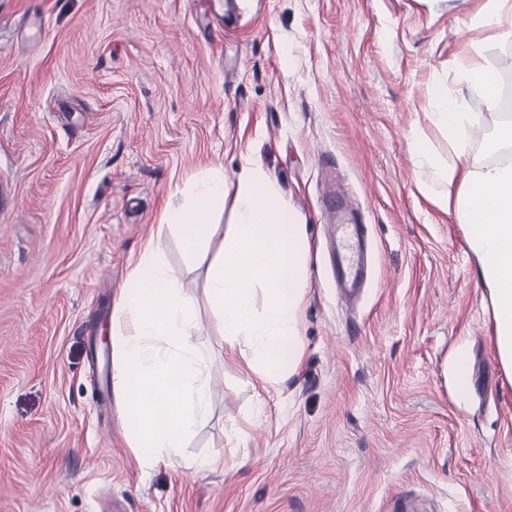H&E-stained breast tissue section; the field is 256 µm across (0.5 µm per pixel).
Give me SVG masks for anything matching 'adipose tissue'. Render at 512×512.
<instances>
[{
  "label": "adipose tissue",
  "instance_id": "ef3b65f1",
  "mask_svg": "<svg viewBox=\"0 0 512 512\" xmlns=\"http://www.w3.org/2000/svg\"><path fill=\"white\" fill-rule=\"evenodd\" d=\"M470 23L493 39H512V0H484ZM433 117L448 132L455 158L439 167L441 181L457 185L450 203L478 262V276L494 323L496 358L512 378V163L472 171V131L455 99L437 91ZM235 189L224 173L200 171L188 195L171 193L160 222L197 256L216 232L219 255L210 263L204 298L180 282L154 242L133 257L112 312V371L123 436L138 463H164L196 472L224 460L183 459L180 448L210 414L209 363L214 348L240 360L252 386L266 391L292 377L300 362L301 308L310 262L306 227L288 207L261 163L243 156ZM231 204L233 224L219 230L217 210ZM215 320L214 341L196 337L199 304Z\"/></svg>",
  "mask_w": 512,
  "mask_h": 512
}]
</instances>
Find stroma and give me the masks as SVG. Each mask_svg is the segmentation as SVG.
<instances>
[{"label": "stroma", "instance_id": "35a3bbf8", "mask_svg": "<svg viewBox=\"0 0 512 512\" xmlns=\"http://www.w3.org/2000/svg\"><path fill=\"white\" fill-rule=\"evenodd\" d=\"M481 0H0V512H512V379L466 229L441 203L451 161L429 104L478 132L472 170L512 161L460 67L512 73V42L462 25ZM428 158H420L416 137ZM261 162L311 250L297 374L255 394L215 351L208 423L185 459L140 468L112 390L113 299L172 192ZM367 227V278L334 273ZM465 348L470 389L445 360ZM257 427H243L247 415Z\"/></svg>", "mask_w": 512, "mask_h": 512}]
</instances>
